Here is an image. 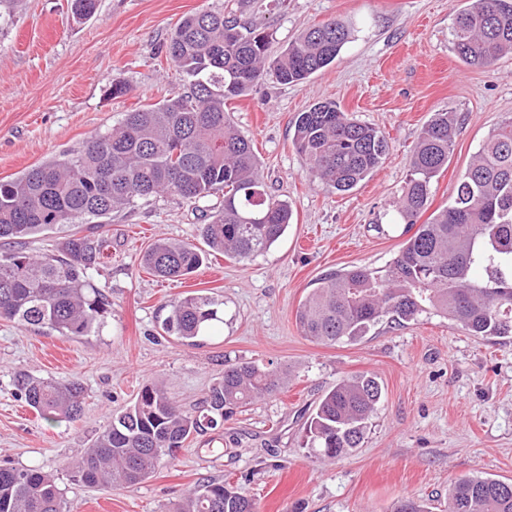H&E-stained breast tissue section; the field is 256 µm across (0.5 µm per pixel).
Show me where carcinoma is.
<instances>
[{
    "instance_id": "carcinoma-1",
    "label": "carcinoma",
    "mask_w": 512,
    "mask_h": 512,
    "mask_svg": "<svg viewBox=\"0 0 512 512\" xmlns=\"http://www.w3.org/2000/svg\"><path fill=\"white\" fill-rule=\"evenodd\" d=\"M80 19L98 0H70ZM350 31L339 20L304 30L277 55L270 35L235 15L211 10L182 18L166 45V60L186 90L124 114L81 147L0 182V317L68 338L93 336L112 304L92 283L107 256L103 234L78 225L102 224L135 200L169 193L198 202L219 191L224 203L205 215L200 233L209 250L250 260L267 251L290 224L291 210L265 189L251 140L224 113L226 100L268 78L301 84L336 62ZM453 51L474 68L512 54V0H467L451 28ZM455 119L439 112L413 148L398 214L407 239L380 271L354 266L321 278L296 311L304 336L324 345L355 342L383 322L399 325L442 316L473 336H512V117L484 140L447 205L429 222L433 179L448 165ZM293 142L312 178L345 193L381 167L390 153L385 132L347 116L336 102L310 104L294 119ZM67 228L56 249L33 255L28 237ZM205 252L190 243L155 240L142 256L157 277L193 273ZM224 324V302L207 290L168 304L162 330L193 346ZM280 371L253 362L224 364L202 406L182 410L162 386H144L136 401L111 418L73 478L90 487L139 484L193 435L275 394ZM17 390L47 421L78 419L84 386L21 375ZM382 396L370 375L341 379L320 399L305 428L308 453L335 459L361 443ZM55 480L37 468L0 466V512H62ZM170 512H258L237 489L208 481L184 493ZM448 512H512V483L465 477L448 491Z\"/></svg>"
}]
</instances>
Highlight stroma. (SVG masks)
Here are the masks:
<instances>
[{
	"label": "stroma",
	"mask_w": 512,
	"mask_h": 512,
	"mask_svg": "<svg viewBox=\"0 0 512 512\" xmlns=\"http://www.w3.org/2000/svg\"><path fill=\"white\" fill-rule=\"evenodd\" d=\"M465 0H99L90 19L69 0H19L0 19V180L78 148L125 112L184 89L165 59L176 23L200 10L233 12L269 32L280 50L305 28L345 22L339 60L306 83L273 80L227 101L249 137L269 191L293 222L264 254L238 262L214 253L198 271L163 280L144 269L159 238L199 243L203 210L174 195L137 200L103 232L110 252L94 276L112 304L96 336L70 339L0 319V465L50 474L67 512H168L213 479L254 498L260 512H395L401 500L446 502L459 477L512 482V339L470 335L447 319L378 325L359 341L326 346L304 337L296 311L316 282L354 266L384 269L401 246L394 221L411 151L438 112L456 116L448 166L433 180L430 209L444 206L473 154L512 116V55L485 70L454 54L451 27ZM128 95L107 98L113 79ZM333 100L384 131L385 163L345 194L313 182L293 145L297 112ZM207 290L224 301V324L202 345L163 333L167 301ZM256 362L285 376L282 389L189 439L145 482L121 489L73 481L80 458L112 414L157 383L186 409L198 407L225 362ZM79 376L85 405L74 421L47 422L18 393V374ZM375 376L382 398L364 439L323 462L302 446L320 396L339 380Z\"/></svg>",
	"instance_id": "obj_1"
}]
</instances>
